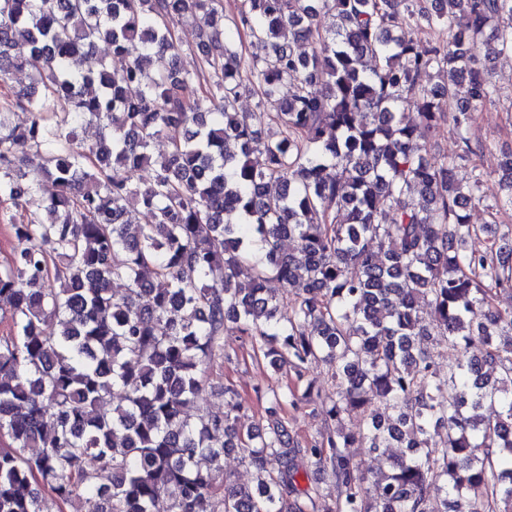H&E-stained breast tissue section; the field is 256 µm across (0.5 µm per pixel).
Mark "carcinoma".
Wrapping results in <instances>:
<instances>
[{
    "label": "carcinoma",
    "instance_id": "obj_1",
    "mask_svg": "<svg viewBox=\"0 0 512 512\" xmlns=\"http://www.w3.org/2000/svg\"><path fill=\"white\" fill-rule=\"evenodd\" d=\"M187 15L193 72L174 37ZM426 28L448 42L405 37ZM232 29L262 53L244 55ZM99 39L141 53L116 72ZM502 55L512 0H244L229 25L223 0H0V202L22 217L0 266V512L75 498L87 512H156L163 499L166 512H431L434 489L442 512H512V311L495 305L512 291V227L470 223L483 179L456 176L481 148L473 114L496 102ZM35 58L32 85L12 89ZM245 74L258 112L238 109ZM15 111L29 123L12 124ZM443 122L451 156L426 141ZM88 125L103 130L91 145ZM499 151L487 208L507 213L512 143ZM144 166L151 180L135 181ZM45 178L55 192L30 213ZM481 236L486 250L469 248ZM230 332L299 381L329 366L319 439L300 441L282 416L310 384L258 393L261 427L189 413L203 366L230 359ZM442 341L460 351L446 377L431 354ZM436 428L446 439L430 448ZM351 448L386 468L364 475ZM231 452L254 487L216 484ZM312 467L335 497L299 492Z\"/></svg>",
    "mask_w": 512,
    "mask_h": 512
}]
</instances>
